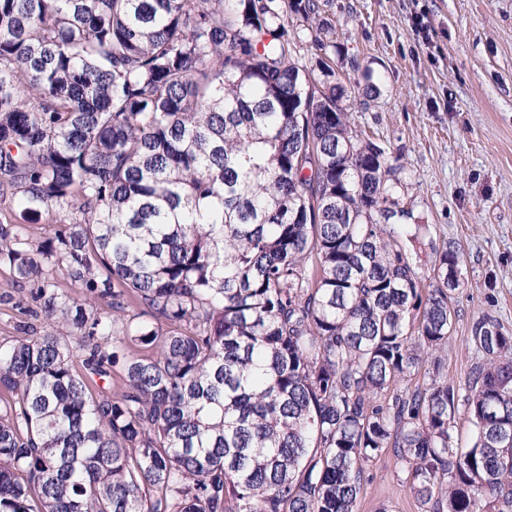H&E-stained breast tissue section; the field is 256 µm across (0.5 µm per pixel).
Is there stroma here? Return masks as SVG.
Wrapping results in <instances>:
<instances>
[{"label": "stroma", "mask_w": 512, "mask_h": 512, "mask_svg": "<svg viewBox=\"0 0 512 512\" xmlns=\"http://www.w3.org/2000/svg\"><path fill=\"white\" fill-rule=\"evenodd\" d=\"M323 19L352 126L385 148L399 206L430 227L418 264L434 244L463 256L447 353L462 381L478 317L512 332V0H329ZM48 329L0 301V341ZM358 512H418L391 452L366 464Z\"/></svg>", "instance_id": "1"}]
</instances>
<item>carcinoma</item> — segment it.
Listing matches in <instances>:
<instances>
[{
  "instance_id": "cac0c4a2",
  "label": "carcinoma",
  "mask_w": 512,
  "mask_h": 512,
  "mask_svg": "<svg viewBox=\"0 0 512 512\" xmlns=\"http://www.w3.org/2000/svg\"><path fill=\"white\" fill-rule=\"evenodd\" d=\"M321 10L0 0V266L57 327L0 341V512H356L389 448L422 512H512V332L448 381L461 255L399 244L429 225L288 40Z\"/></svg>"
}]
</instances>
